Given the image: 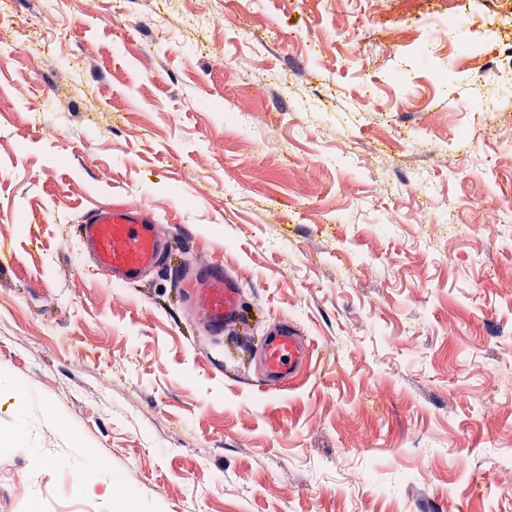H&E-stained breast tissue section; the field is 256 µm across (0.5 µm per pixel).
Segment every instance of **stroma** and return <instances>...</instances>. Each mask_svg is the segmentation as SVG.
<instances>
[{"instance_id":"stroma-1","label":"stroma","mask_w":512,"mask_h":512,"mask_svg":"<svg viewBox=\"0 0 512 512\" xmlns=\"http://www.w3.org/2000/svg\"><path fill=\"white\" fill-rule=\"evenodd\" d=\"M0 25V369L31 392L0 393V512H512V236L486 221L512 0H12ZM50 29L74 68L14 53ZM416 184L475 237L423 238ZM139 204L165 264L118 285L78 226ZM213 261L243 291L219 341L172 277ZM284 321L309 358L268 387Z\"/></svg>"}]
</instances>
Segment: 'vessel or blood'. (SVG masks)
I'll return each mask as SVG.
<instances>
[{"label": "vessel or blood", "instance_id": "b4317fda", "mask_svg": "<svg viewBox=\"0 0 512 512\" xmlns=\"http://www.w3.org/2000/svg\"><path fill=\"white\" fill-rule=\"evenodd\" d=\"M80 241L97 265L117 283L136 281L156 266L164 248L153 213L141 206H99L88 211L80 226ZM177 283L185 304L207 335L220 336L241 317V289L222 265L211 263L181 275ZM308 349L293 326L267 335L261 351L264 378L276 384L290 380L306 361Z\"/></svg>", "mask_w": 512, "mask_h": 512}]
</instances>
